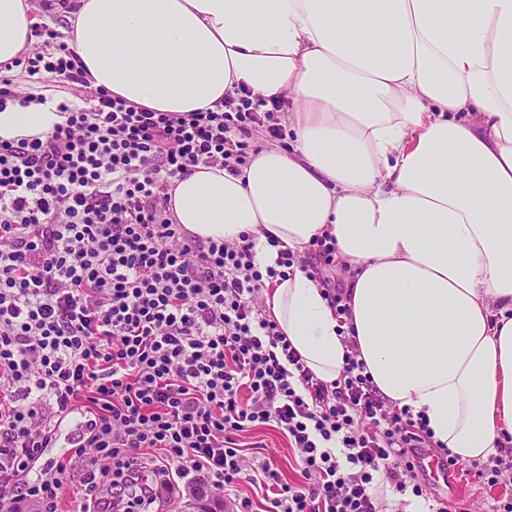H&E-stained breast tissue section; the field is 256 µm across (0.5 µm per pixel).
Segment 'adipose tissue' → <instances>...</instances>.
Wrapping results in <instances>:
<instances>
[{
    "label": "adipose tissue",
    "instance_id": "obj_1",
    "mask_svg": "<svg viewBox=\"0 0 512 512\" xmlns=\"http://www.w3.org/2000/svg\"><path fill=\"white\" fill-rule=\"evenodd\" d=\"M63 33L92 87L159 112H220L245 88L290 101V149L239 174L197 166L170 210L255 261L335 239L339 322L310 271L265 309L305 365L338 379L353 338L393 406L462 461L512 445V0H72ZM43 7L0 0V64L28 58ZM56 104L8 103L0 140L40 137ZM348 273V268L340 259L337 258L336 268H333L327 274L334 277L336 284H339L342 288H347V281L349 278ZM318 278L323 285L326 286L325 295L330 301L331 307L336 311V316L339 318V321L343 323V318L349 316V308L346 298L343 297L339 288H336V284H333L328 277L322 279H320V277Z\"/></svg>",
    "mask_w": 512,
    "mask_h": 512
}]
</instances>
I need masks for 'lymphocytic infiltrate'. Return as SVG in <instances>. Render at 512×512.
I'll list each match as a JSON object with an SVG mask.
<instances>
[{
    "instance_id": "obj_1",
    "label": "lymphocytic infiltrate",
    "mask_w": 512,
    "mask_h": 512,
    "mask_svg": "<svg viewBox=\"0 0 512 512\" xmlns=\"http://www.w3.org/2000/svg\"><path fill=\"white\" fill-rule=\"evenodd\" d=\"M28 75L73 89L45 138L0 141V512H161L207 489L235 512H385L386 479L432 507L419 459L423 417L381 397L357 352L327 383L269 319L260 295L290 249L257 266L251 235L201 239L176 224L173 179L198 165L238 172L250 128L279 137L276 109L243 95L220 112H156L91 89L68 43L45 41ZM85 408L66 459L32 464L57 422ZM286 436L301 474L282 482L241 441Z\"/></svg>"
}]
</instances>
